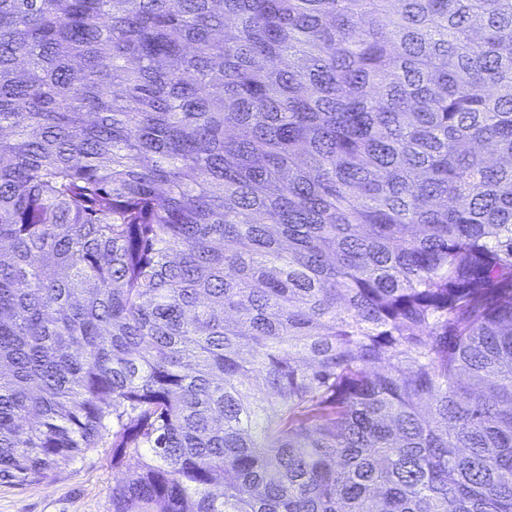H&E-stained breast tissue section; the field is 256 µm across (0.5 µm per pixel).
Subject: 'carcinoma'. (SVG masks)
I'll list each match as a JSON object with an SVG mask.
<instances>
[{
  "label": "carcinoma",
  "mask_w": 512,
  "mask_h": 512,
  "mask_svg": "<svg viewBox=\"0 0 512 512\" xmlns=\"http://www.w3.org/2000/svg\"><path fill=\"white\" fill-rule=\"evenodd\" d=\"M3 131L1 482L512 512V0H0Z\"/></svg>",
  "instance_id": "obj_1"
}]
</instances>
